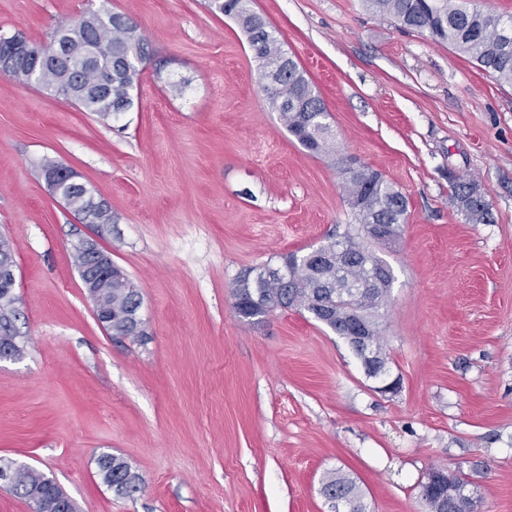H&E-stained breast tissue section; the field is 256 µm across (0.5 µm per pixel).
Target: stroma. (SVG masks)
I'll return each mask as SVG.
<instances>
[{"label":"stroma","instance_id":"35a3bbf8","mask_svg":"<svg viewBox=\"0 0 512 512\" xmlns=\"http://www.w3.org/2000/svg\"><path fill=\"white\" fill-rule=\"evenodd\" d=\"M320 92L336 152L408 200L381 330L397 393L307 313L240 319L249 268L351 223L346 174L273 111L234 21L208 0H0V30L47 41L85 11L131 17L150 60L132 108L101 119L0 75V236L14 247L19 355L0 359V459L52 478L77 512H428L420 483L466 477L476 512H512V85L364 0H252ZM55 160L111 208L84 224L40 169ZM494 221L471 224L451 176ZM96 241L140 292L142 337L97 320L74 259ZM139 489L116 496L97 460ZM451 195L468 223L489 224L491 221L489 204L484 200L473 180L462 178L452 180ZM103 483L117 495H132L137 491L136 475L122 458L103 454L98 458ZM324 495L329 499L344 498L343 500H336V511H351L353 505L345 499H349L353 504L363 512L364 507L361 503V496L359 494L356 483L349 477L340 474L339 472L330 474L323 483L322 489ZM340 505L347 510H340Z\"/></svg>","mask_w":512,"mask_h":512}]
</instances>
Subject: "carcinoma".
I'll return each instance as SVG.
<instances>
[{
	"label": "carcinoma",
	"mask_w": 512,
	"mask_h": 512,
	"mask_svg": "<svg viewBox=\"0 0 512 512\" xmlns=\"http://www.w3.org/2000/svg\"><path fill=\"white\" fill-rule=\"evenodd\" d=\"M250 0H211L210 6L232 18L246 36L259 71L285 54L282 42L265 20L254 12ZM367 9L393 18L401 27L427 34L437 42H446L468 56L482 71L498 80L512 84V17L480 9H463L452 0H364ZM20 34L0 36V53L16 55V75L19 83L36 84L40 88L62 95L89 112L103 118L128 111L132 105L131 90L138 75V61L148 55L147 44L137 25L118 23L110 17L85 13L78 21L54 29L49 43L40 44L46 53L61 48L62 54L45 62L18 47ZM95 45V58L84 60L86 49ZM269 105L279 113L284 126L306 150L313 155L335 154L334 136L326 104L305 72L292 58L283 73L277 89L268 94ZM43 169L58 171L54 192L85 224H110L112 211L108 207H91L93 193L79 187L63 173L66 166L47 162ZM354 223L346 225L319 246L320 257L307 255L297 258L291 265L292 281L286 287L277 278L259 280L260 300L253 302L242 298L234 302L236 314L248 322L262 321L269 314L265 302L276 300L282 309L304 311L316 322L336 335L348 340L352 352L363 359L358 346L349 340L348 327L351 316H356L374 329L375 344L381 353L378 370L387 371L388 357L380 329V310L385 306L387 289L370 288L351 296L341 292L342 280L338 272L358 278L361 269L346 268L336 264L338 239H346L351 246L367 253V258L377 268L384 270L388 283L394 277L388 264L364 245L363 229L368 224H393L401 227L408 210L407 198L380 173L370 177L351 178L344 188ZM451 195L465 220L472 224L491 221L489 204L472 180L457 178L451 182ZM139 292L127 287V276L120 272L112 277V287L104 289L99 303L112 304V314L125 316L113 322L120 331L132 321V313L140 308L136 299ZM99 473L103 483L117 495H132L137 491L136 475L122 458L103 454L98 458ZM469 481L451 476L448 483L432 493H422L429 512H464L474 505L468 489ZM13 489L25 500L40 499L56 502L66 498L61 488L37 470L23 468ZM330 499L350 500L363 508L356 483L338 472L330 474L322 486Z\"/></svg>",
	"instance_id": "cac0c4a2"
}]
</instances>
